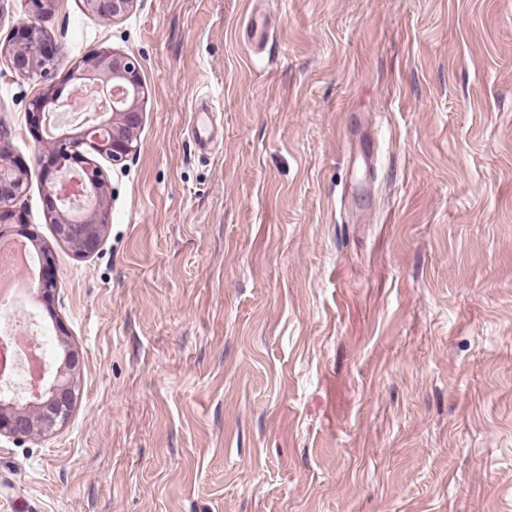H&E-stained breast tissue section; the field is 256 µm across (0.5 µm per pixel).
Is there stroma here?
I'll return each instance as SVG.
<instances>
[{"instance_id": "35a3bbf8", "label": "stroma", "mask_w": 512, "mask_h": 512, "mask_svg": "<svg viewBox=\"0 0 512 512\" xmlns=\"http://www.w3.org/2000/svg\"><path fill=\"white\" fill-rule=\"evenodd\" d=\"M264 19L262 48L248 22ZM59 58L141 65L98 252L45 212L0 56V151L58 273L78 395L0 438V512H512V0H84ZM208 112V146L191 132ZM84 2L91 13L113 21L126 15L132 9L135 0H85Z\"/></svg>"}]
</instances>
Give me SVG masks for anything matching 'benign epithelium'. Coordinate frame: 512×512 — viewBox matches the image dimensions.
Listing matches in <instances>:
<instances>
[{
	"instance_id": "1",
	"label": "benign epithelium",
	"mask_w": 512,
	"mask_h": 512,
	"mask_svg": "<svg viewBox=\"0 0 512 512\" xmlns=\"http://www.w3.org/2000/svg\"><path fill=\"white\" fill-rule=\"evenodd\" d=\"M32 10L16 24L9 44L14 71L22 78L43 82L54 62V50L39 20L50 13L57 0H29ZM135 0H85L91 13L114 20L126 15ZM82 75L96 78V86L112 89L116 96L112 106L101 107L99 101H86L93 122L77 136H61L51 141L50 150L39 149L36 162L46 184L47 215L57 236L75 252L88 256L98 251L107 227L106 200L109 186L101 169L82 151L87 145L97 154L119 165L138 150L143 122L146 91L138 60L111 50L93 53L76 65ZM55 93L48 87L29 103L32 126L50 132L54 127L51 113L44 110L48 97ZM27 190L26 170L16 169L0 158V231L6 233L27 228L24 212L16 201ZM81 370L80 354L66 351L54 372L45 371L27 389L29 402L21 408L0 400V436L14 439L44 437L63 423L75 400L74 376Z\"/></svg>"
}]
</instances>
